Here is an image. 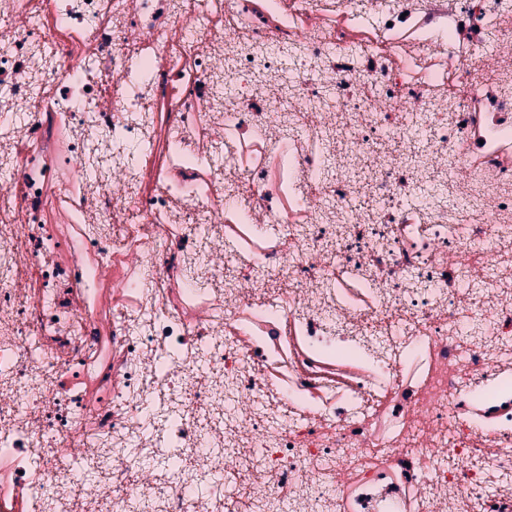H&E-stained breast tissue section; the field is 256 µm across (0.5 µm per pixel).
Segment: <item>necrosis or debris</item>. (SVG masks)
<instances>
[{
	"label": "necrosis or debris",
	"instance_id": "4bbe7bcc",
	"mask_svg": "<svg viewBox=\"0 0 512 512\" xmlns=\"http://www.w3.org/2000/svg\"><path fill=\"white\" fill-rule=\"evenodd\" d=\"M0 512H512V0H0Z\"/></svg>",
	"mask_w": 512,
	"mask_h": 512
}]
</instances>
